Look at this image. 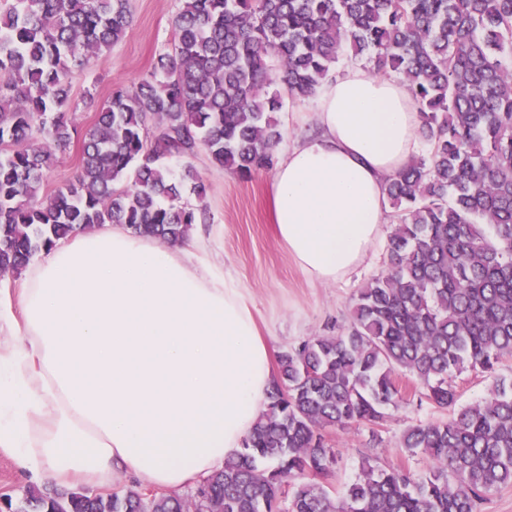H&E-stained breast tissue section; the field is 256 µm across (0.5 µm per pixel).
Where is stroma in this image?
<instances>
[{
  "instance_id": "obj_1",
  "label": "stroma",
  "mask_w": 512,
  "mask_h": 512,
  "mask_svg": "<svg viewBox=\"0 0 512 512\" xmlns=\"http://www.w3.org/2000/svg\"><path fill=\"white\" fill-rule=\"evenodd\" d=\"M132 23L126 36L111 50L94 58L90 66L73 72L71 83L76 124L91 126L100 107L117 87L130 88L151 69L173 40L172 19L179 0H130ZM316 98H290L277 118L284 142L313 132ZM191 164L207 186L204 200L186 194L185 202L201 204L207 220L193 225L189 236L200 242L208 258L226 277L248 290L252 310L271 356L313 336L332 335L348 320L357 291L387 268V237H380L371 253L344 280L322 284L306 277L277 238L268 198L270 170L251 178L213 164L205 151H197ZM403 399L399 408L388 409L384 424L377 428L355 425L329 429L326 441L339 450L330 478L333 486L351 482L360 472L363 456L370 455L413 473L425 472L430 461L412 456L399 446L402 431L411 424L439 418L440 413L417 408L411 389L413 377L400 376Z\"/></svg>"
}]
</instances>
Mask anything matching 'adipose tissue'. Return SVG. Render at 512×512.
I'll use <instances>...</instances> for the list:
<instances>
[{
  "label": "adipose tissue",
  "instance_id": "ef3b65f1",
  "mask_svg": "<svg viewBox=\"0 0 512 512\" xmlns=\"http://www.w3.org/2000/svg\"><path fill=\"white\" fill-rule=\"evenodd\" d=\"M315 117L269 194L288 254L335 283L387 223V180L420 152V118L399 81L357 66L320 87ZM22 277L21 317L0 304V448L32 480L108 489L120 470L180 491L240 450L273 382L269 350L246 289L195 242L103 224Z\"/></svg>",
  "mask_w": 512,
  "mask_h": 512
}]
</instances>
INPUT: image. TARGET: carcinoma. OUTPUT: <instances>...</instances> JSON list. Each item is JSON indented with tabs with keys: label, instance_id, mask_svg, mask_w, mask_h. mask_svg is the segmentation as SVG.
<instances>
[{
	"label": "carcinoma",
	"instance_id": "obj_1",
	"mask_svg": "<svg viewBox=\"0 0 512 512\" xmlns=\"http://www.w3.org/2000/svg\"><path fill=\"white\" fill-rule=\"evenodd\" d=\"M129 0H0V278L55 241L123 224L187 238L206 186L199 149L243 178L274 164L284 95L311 97L344 51L394 75L420 114L422 151L387 185V269L358 290L349 320L278 357L267 408L242 448L194 491L193 510L139 490L28 492L14 512H480L512 485V0H181L171 49L133 88L114 89L83 133L79 173L38 190L76 127L70 75L130 25ZM181 159L176 171L165 163ZM492 377L460 406L456 379ZM415 377L400 448L433 466L362 469L326 481L328 428L379 426Z\"/></svg>",
	"mask_w": 512,
	"mask_h": 512
}]
</instances>
